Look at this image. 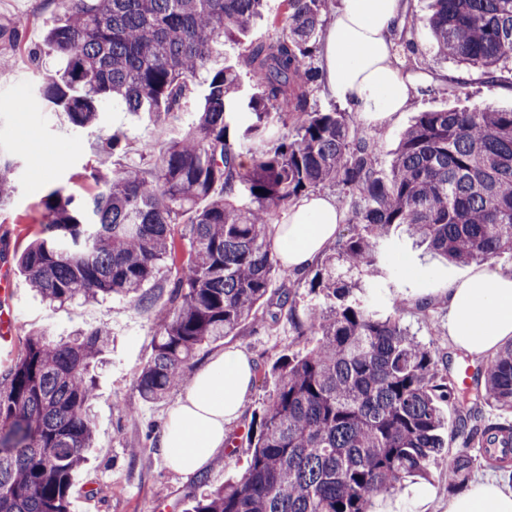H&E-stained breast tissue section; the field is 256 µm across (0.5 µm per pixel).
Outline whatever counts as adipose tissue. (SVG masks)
<instances>
[{
  "label": "adipose tissue",
  "instance_id": "obj_1",
  "mask_svg": "<svg viewBox=\"0 0 512 512\" xmlns=\"http://www.w3.org/2000/svg\"><path fill=\"white\" fill-rule=\"evenodd\" d=\"M402 0H339L322 46L326 83L340 102L356 109L365 126L388 124L412 100L439 82L402 70L393 50V28ZM346 214L327 196L302 199L288 221L274 225V242L289 269L304 272L335 239ZM448 336L475 357L493 354L512 341V272L472 265L449 283ZM254 382V366L228 349L196 372L170 414L160 446L167 462L184 474L209 465L226 446V426L236 419ZM447 512H512V490L493 481L472 485L448 502Z\"/></svg>",
  "mask_w": 512,
  "mask_h": 512
}]
</instances>
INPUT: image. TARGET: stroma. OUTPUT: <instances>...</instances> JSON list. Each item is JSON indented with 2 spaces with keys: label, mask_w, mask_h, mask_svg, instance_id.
<instances>
[{
  "label": "stroma",
  "mask_w": 512,
  "mask_h": 512,
  "mask_svg": "<svg viewBox=\"0 0 512 512\" xmlns=\"http://www.w3.org/2000/svg\"><path fill=\"white\" fill-rule=\"evenodd\" d=\"M430 4L431 0H412L406 8L416 53L404 66L414 72L446 75L448 82L434 95L413 100L381 128L377 153L384 167L418 113L451 107L512 109L511 93L484 84L479 72L462 70L439 52L427 26ZM61 17L55 0H0V25H23L18 39L0 38V148L13 154L19 164L15 192L0 210V269L8 271L13 283L15 317V346L12 353L0 355V374L21 355L29 333L65 337L108 328L112 346L105 364L96 371L95 439L86 463L74 476L71 512H148L154 504L160 505L162 512H186L188 496L199 483L217 486L241 476L252 415L263 407L276 385L270 367L278 357L306 348L307 341L295 336L283 318L274 325L248 324L238 335L197 354L193 366L198 369L226 349L242 350L254 362V384L240 417L228 426L236 441L235 451L221 452L202 473L186 475L173 470L158 447L181 391L172 392L164 401L148 403L134 388L138 372L152 355L153 336L168 307L175 269L162 268L146 282L138 303L112 298L60 306L42 301L30 288L16 254L36 229L37 204L59 187L83 190L79 175L98 159L99 133L119 127L127 135L126 153L107 159L113 168L154 161L163 146L148 113L134 116L109 108L102 113L99 127L75 129L64 114L51 111L39 98L40 72L50 73L57 67L56 55L44 36ZM36 51L41 54L37 61L32 58ZM378 251V265L369 275L372 310L383 318L399 316L420 342L436 344L439 355H450L452 373H459L464 364L476 366V359H464L447 335L444 286L448 280L462 277L468 264L446 261L396 227L379 240ZM423 300L429 301L428 310L419 309ZM123 402L130 405V412L119 411ZM132 448L139 449L138 459L130 458ZM430 471L429 479H407L400 491L377 499L374 512H446V459L435 461Z\"/></svg>",
  "instance_id": "stroma-1"
}]
</instances>
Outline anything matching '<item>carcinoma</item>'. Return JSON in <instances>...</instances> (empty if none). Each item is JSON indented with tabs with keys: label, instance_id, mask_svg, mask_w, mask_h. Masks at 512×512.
Masks as SVG:
<instances>
[{
	"label": "carcinoma",
	"instance_id": "obj_1",
	"mask_svg": "<svg viewBox=\"0 0 512 512\" xmlns=\"http://www.w3.org/2000/svg\"><path fill=\"white\" fill-rule=\"evenodd\" d=\"M266 0H57L62 20L47 34L65 66L48 74L40 98L75 128L94 125L107 105L147 112L160 135L205 71L202 105L154 167L89 169L93 191L58 188L39 204V229L19 263L44 300L133 297L159 265L176 264L175 228L188 243L154 350L135 380L141 399L164 400L202 347L235 335L272 282L293 280L270 226L280 212L327 183L361 230L343 240L309 291L324 304L296 319L295 292L268 311L288 312L305 353L281 356L270 401L252 417L240 479L193 497L186 512H372L374 498L405 478H425L448 457V492L465 490L484 446L512 477V422L484 415L489 402L512 412V343L484 359L476 387H462L397 317L380 319L356 284L336 272L369 269L376 244L404 225L433 252L458 263L512 254V110L420 113L387 172L377 140L355 112H321L324 83L312 62L329 0H283L275 34L250 43L236 65L208 67L224 42L262 16ZM448 58L499 80L512 59V0H433L429 19ZM254 87L236 112L241 75ZM110 132L100 151L123 149ZM17 162L0 150V204L15 190ZM99 328L63 342L25 339L0 375V512H70L72 477L86 460L95 419L91 371L110 347ZM460 408L459 447L445 451L440 403Z\"/></svg>",
	"mask_w": 512,
	"mask_h": 512
}]
</instances>
